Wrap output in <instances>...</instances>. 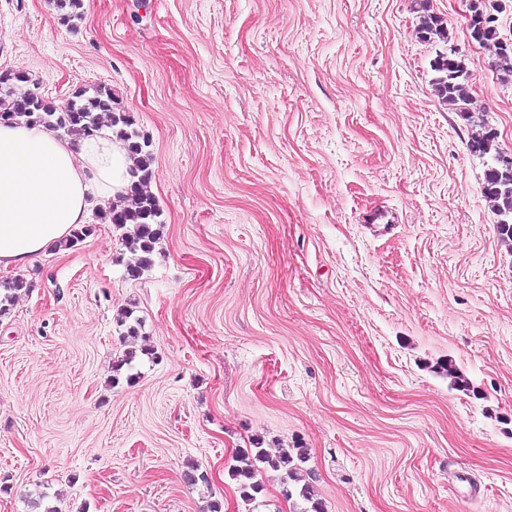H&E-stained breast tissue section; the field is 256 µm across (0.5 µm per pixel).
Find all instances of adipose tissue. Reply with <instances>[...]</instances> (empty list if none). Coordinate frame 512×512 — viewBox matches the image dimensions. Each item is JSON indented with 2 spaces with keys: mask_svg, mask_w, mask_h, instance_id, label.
<instances>
[{
  "mask_svg": "<svg viewBox=\"0 0 512 512\" xmlns=\"http://www.w3.org/2000/svg\"><path fill=\"white\" fill-rule=\"evenodd\" d=\"M111 137L71 143L40 125L0 124V268L24 267L128 185Z\"/></svg>",
  "mask_w": 512,
  "mask_h": 512,
  "instance_id": "1",
  "label": "adipose tissue"
}]
</instances>
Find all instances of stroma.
<instances>
[{
  "label": "stroma",
  "instance_id": "35a3bbf8",
  "mask_svg": "<svg viewBox=\"0 0 512 512\" xmlns=\"http://www.w3.org/2000/svg\"><path fill=\"white\" fill-rule=\"evenodd\" d=\"M83 3L72 31L0 0V71L59 103L111 87L164 226L137 280L94 214L77 249L0 268L30 284L0 319V512H244L225 466L258 436L310 448L328 512H512V250L469 148L485 123L512 150V86L467 0ZM425 6L447 42L419 39ZM450 46L468 120L431 86ZM126 310L152 350L131 383Z\"/></svg>",
  "mask_w": 512,
  "mask_h": 512
}]
</instances>
